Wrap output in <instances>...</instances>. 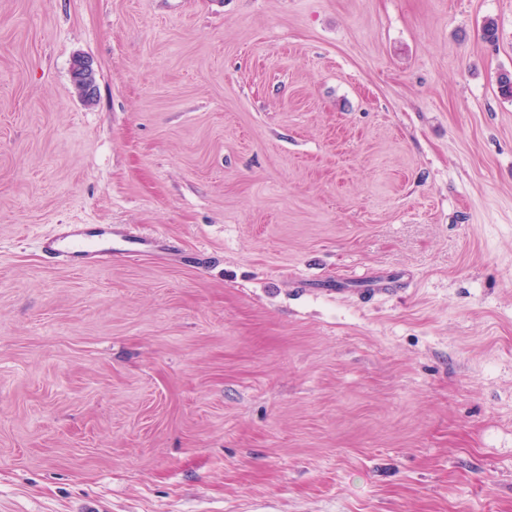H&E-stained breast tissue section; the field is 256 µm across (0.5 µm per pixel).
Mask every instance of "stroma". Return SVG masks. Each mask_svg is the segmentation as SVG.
Listing matches in <instances>:
<instances>
[{
    "label": "stroma",
    "mask_w": 512,
    "mask_h": 512,
    "mask_svg": "<svg viewBox=\"0 0 512 512\" xmlns=\"http://www.w3.org/2000/svg\"><path fill=\"white\" fill-rule=\"evenodd\" d=\"M505 71L512 0H0V512H512ZM72 74L76 89L82 98L93 100L97 94L96 73L93 62L85 57L74 60ZM119 238L127 243L130 248L127 252L149 253L163 246V240L159 237L148 235H127L116 228L95 227L75 228L70 227L65 234L47 239L44 249L47 253L63 258V261L73 264L82 263L84 260L95 256H103L112 252L108 243L112 238Z\"/></svg>",
    "instance_id": "35a3bbf8"
}]
</instances>
